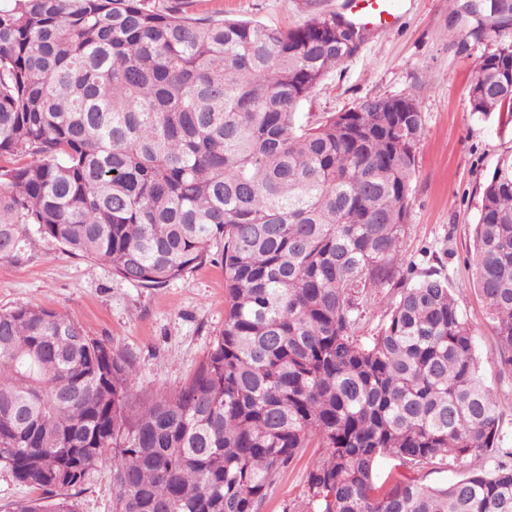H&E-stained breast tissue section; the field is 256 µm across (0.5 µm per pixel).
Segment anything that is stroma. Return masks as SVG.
I'll return each mask as SVG.
<instances>
[{"label": "stroma", "mask_w": 512, "mask_h": 512, "mask_svg": "<svg viewBox=\"0 0 512 512\" xmlns=\"http://www.w3.org/2000/svg\"><path fill=\"white\" fill-rule=\"evenodd\" d=\"M341 0H187L196 17L235 18L292 28L335 13ZM455 0H400L399 19L370 31L358 51L332 70L307 98L302 118L346 112L366 100L414 99L422 114L404 266L421 273L441 265L473 331L479 373L502 396L499 445L512 448V375L504 373L482 299L467 261L482 190L498 160L512 154V125L498 113L472 112L468 86L488 46L462 38ZM457 39H449L448 31ZM397 298L393 288L369 291L356 330L369 343ZM33 304L60 310L85 333L133 361L132 392L152 398L179 389L224 328V269L208 263L161 288H145L65 252L28 227L19 261L0 262V310ZM317 449L282 470L260 512H306V477ZM112 475L92 470L79 512H112Z\"/></svg>", "instance_id": "1"}]
</instances>
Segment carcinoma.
I'll return each instance as SVG.
<instances>
[{
	"mask_svg": "<svg viewBox=\"0 0 512 512\" xmlns=\"http://www.w3.org/2000/svg\"><path fill=\"white\" fill-rule=\"evenodd\" d=\"M491 42L471 110L512 122V0H461ZM364 34L334 13L283 29L171 0H0V261L25 225L160 288L221 246L224 329L180 389L136 399V367L71 318L0 310V465L40 491L11 512H259L312 443L307 512H512L500 397L448 278L401 270L422 115L370 99L297 122ZM471 265L512 375V156L481 198ZM396 288L372 342L363 298ZM505 460L450 484L415 473ZM394 465L385 479L377 467ZM78 495L79 512H112V474L106 469L92 470Z\"/></svg>",
	"mask_w": 512,
	"mask_h": 512,
	"instance_id": "cac0c4a2",
	"label": "carcinoma"
}]
</instances>
